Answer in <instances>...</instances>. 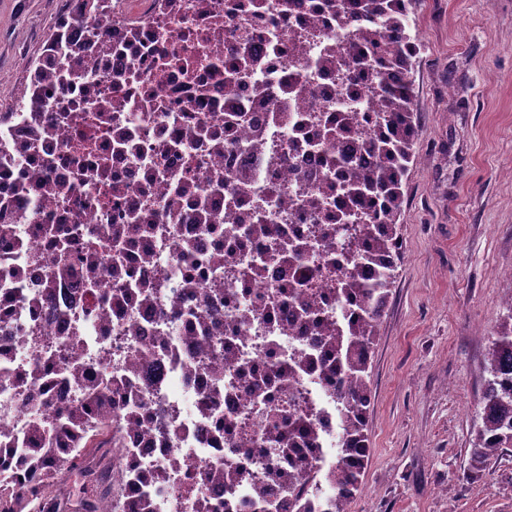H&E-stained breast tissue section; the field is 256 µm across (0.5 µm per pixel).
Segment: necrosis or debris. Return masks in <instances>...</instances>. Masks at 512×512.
<instances>
[{
    "label": "necrosis or debris",
    "mask_w": 512,
    "mask_h": 512,
    "mask_svg": "<svg viewBox=\"0 0 512 512\" xmlns=\"http://www.w3.org/2000/svg\"><path fill=\"white\" fill-rule=\"evenodd\" d=\"M28 66L44 107L0 112V426L80 407L40 381L73 362L112 378V505L203 512L272 492L270 431L313 421L327 469L336 376L289 358L338 312L337 123L373 132L345 81L354 46L326 0H66ZM231 463L233 486L205 478Z\"/></svg>",
    "instance_id": "4bbe7bcc"
}]
</instances>
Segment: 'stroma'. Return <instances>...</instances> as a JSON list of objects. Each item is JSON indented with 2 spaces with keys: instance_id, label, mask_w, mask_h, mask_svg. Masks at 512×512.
<instances>
[{
  "instance_id": "obj_1",
  "label": "stroma",
  "mask_w": 512,
  "mask_h": 512,
  "mask_svg": "<svg viewBox=\"0 0 512 512\" xmlns=\"http://www.w3.org/2000/svg\"><path fill=\"white\" fill-rule=\"evenodd\" d=\"M64 0H0V105ZM418 158L373 350L371 457L350 512H512V448L464 478L489 338L512 299V0H412Z\"/></svg>"
}]
</instances>
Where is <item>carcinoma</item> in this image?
Listing matches in <instances>:
<instances>
[{
	"label": "carcinoma",
	"instance_id": "cac0c4a2",
	"mask_svg": "<svg viewBox=\"0 0 512 512\" xmlns=\"http://www.w3.org/2000/svg\"><path fill=\"white\" fill-rule=\"evenodd\" d=\"M408 5L409 0H336L337 23L347 25L351 15L363 20L349 33L356 48L350 62L352 79L368 73L379 89L378 126L373 137L363 146L354 144L339 153L348 170L341 220L346 223L362 216V208L367 207L386 225V232L376 236L372 225L360 226L370 249L348 255L350 267L337 278L336 288V294L351 304L353 318L347 324L338 320L323 327L328 347L321 361L345 384L336 393L342 439L335 461L322 474L333 489L323 512H350L370 456L366 430L372 403L369 368L402 255L398 220L415 161L417 122L411 71L417 45L410 34ZM362 148L371 161L353 162L354 153ZM511 368L512 299L507 303L506 318L489 339L488 377L478 402L481 424L471 448L470 474L483 470L491 458L512 447ZM100 425L112 426V406L91 396L80 409L32 425L23 447H0V512H24L31 503L36 505L33 512H67L70 501L59 498L53 489L60 475L97 458L93 441ZM313 437V425L301 419L288 428V435L276 433L270 440L284 459L299 463V444ZM106 479L103 475L97 480L94 497L79 499L84 512H100L101 503L111 497Z\"/></svg>",
	"mask_w": 512,
	"mask_h": 512
}]
</instances>
